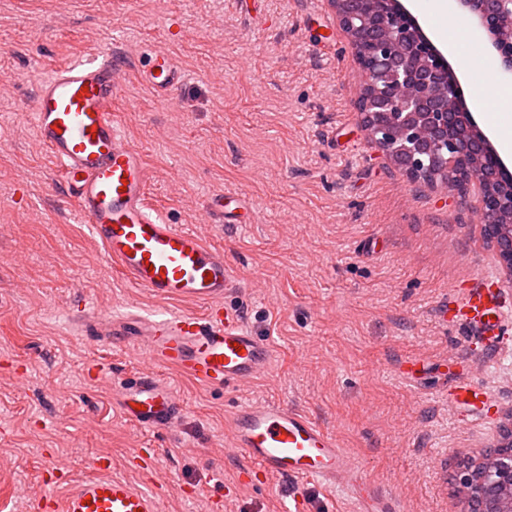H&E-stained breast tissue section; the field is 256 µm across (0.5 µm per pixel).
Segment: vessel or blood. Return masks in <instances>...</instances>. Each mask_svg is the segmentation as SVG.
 <instances>
[{
    "instance_id": "1",
    "label": "vessel or blood",
    "mask_w": 512,
    "mask_h": 512,
    "mask_svg": "<svg viewBox=\"0 0 512 512\" xmlns=\"http://www.w3.org/2000/svg\"><path fill=\"white\" fill-rule=\"evenodd\" d=\"M124 68L122 59L108 51L64 64L38 86L32 115L67 196L123 275L155 299L205 308L200 316L163 312L110 317L94 307L69 313L79 336L142 353L148 370L116 384L112 403L125 420L140 427L167 428L178 422L183 406L158 368L174 369L215 390L265 375L274 350L225 305L240 286L228 255L153 213V172L114 115ZM139 77L164 103L185 74L169 55L155 52ZM245 206L238 196L212 194L205 203V221L226 223L233 209ZM493 284V274L486 273L464 291H449L448 307L469 313L473 330L495 346L504 338L505 317L512 310ZM230 445L264 478L313 482L341 492L356 512H397L335 435L304 411L275 401L241 405L233 413ZM95 466L97 475L80 479L70 478L64 469L48 468L49 491L34 503V512H161L164 489L148 492L110 476L106 457L98 458ZM59 483L68 486L60 499L50 491Z\"/></svg>"
}]
</instances>
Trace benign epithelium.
I'll list each match as a JSON object with an SVG mask.
<instances>
[{
	"label": "benign epithelium",
	"instance_id": "obj_1",
	"mask_svg": "<svg viewBox=\"0 0 512 512\" xmlns=\"http://www.w3.org/2000/svg\"><path fill=\"white\" fill-rule=\"evenodd\" d=\"M487 33L512 71V42L499 37L512 20V0H459ZM339 26L347 35L362 72L355 106L364 130L379 149L413 183L430 188L452 185L466 197L474 180L489 181L469 166L471 157L491 156L489 166L507 169L492 149L472 113L455 112L456 90L446 81L448 62L421 31L417 18L401 0H331ZM479 210L485 232L497 241L501 264L512 276V236L501 242L491 225L512 216V182L495 192H481ZM496 460L479 470L461 469L459 488L512 487V422L503 429Z\"/></svg>",
	"mask_w": 512,
	"mask_h": 512
}]
</instances>
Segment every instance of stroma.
I'll list each match as a JSON object with an SVG mask.
<instances>
[{
	"mask_svg": "<svg viewBox=\"0 0 512 512\" xmlns=\"http://www.w3.org/2000/svg\"><path fill=\"white\" fill-rule=\"evenodd\" d=\"M105 46L129 60L117 120L153 170L154 205L232 256L242 286L228 304L275 355L263 377L221 391L161 369L183 401L168 430L112 405L139 352L76 336L67 312L203 308L154 300L118 272L32 120L38 84ZM150 50L186 74L165 103L137 75ZM0 80V512H31L47 466L84 477L101 455L114 475L165 487L164 512H354L311 482L239 480L231 417L256 400L312 416L398 512H464L459 463L512 420V337L488 348L444 303L450 285L504 272L474 204L409 183L369 142L362 75L329 0H0ZM217 191L251 212L205 223ZM93 361L104 370L91 380ZM462 378L493 395L475 423L448 410ZM139 448L157 449L153 467L130 466Z\"/></svg>",
	"mask_w": 512,
	"mask_h": 512,
	"instance_id": "35a3bbf8",
	"label": "stroma"
}]
</instances>
